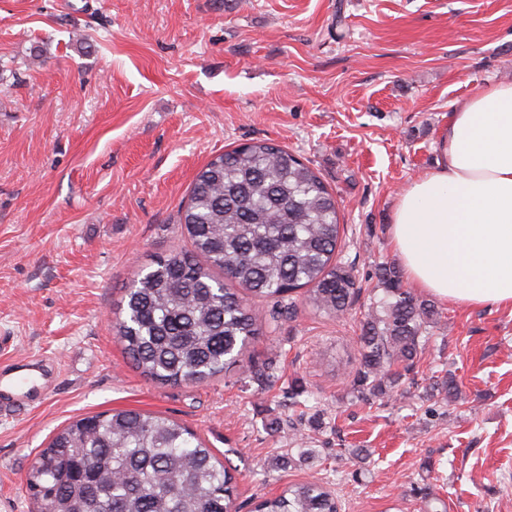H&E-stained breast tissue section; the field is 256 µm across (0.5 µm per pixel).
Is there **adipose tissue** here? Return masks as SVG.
<instances>
[{"label":"adipose tissue","mask_w":512,"mask_h":512,"mask_svg":"<svg viewBox=\"0 0 512 512\" xmlns=\"http://www.w3.org/2000/svg\"><path fill=\"white\" fill-rule=\"evenodd\" d=\"M435 171L395 207L390 239L405 278L439 299L512 306V83L452 112Z\"/></svg>","instance_id":"ef3b65f1"}]
</instances>
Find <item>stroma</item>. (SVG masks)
<instances>
[{"mask_svg": "<svg viewBox=\"0 0 512 512\" xmlns=\"http://www.w3.org/2000/svg\"><path fill=\"white\" fill-rule=\"evenodd\" d=\"M502 82L512 0H0V365H56L41 402L0 414V512H33L26 476L59 430L123 408L228 458L244 512L306 482L341 512H512V308L418 292L439 314L420 360L386 396L353 389L396 203L435 170L450 113ZM256 139L335 194L354 302L332 318L297 291L296 317L224 374L157 384L113 336L124 288L186 244L203 165Z\"/></svg>", "mask_w": 512, "mask_h": 512, "instance_id": "stroma-1", "label": "stroma"}]
</instances>
